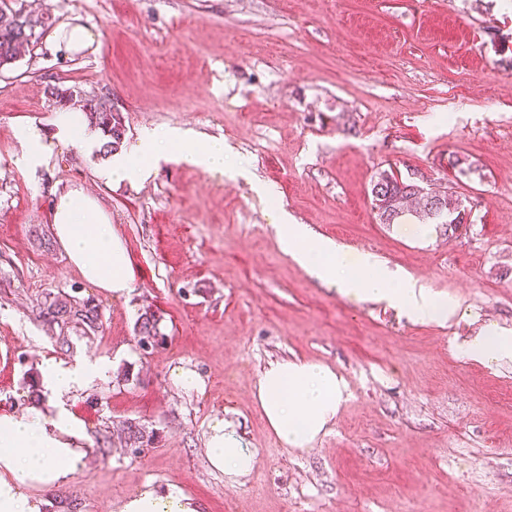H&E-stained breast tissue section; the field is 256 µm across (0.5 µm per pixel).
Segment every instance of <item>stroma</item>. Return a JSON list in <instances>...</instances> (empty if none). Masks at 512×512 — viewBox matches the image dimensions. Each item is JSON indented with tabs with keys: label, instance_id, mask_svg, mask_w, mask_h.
<instances>
[{
	"label": "stroma",
	"instance_id": "obj_1",
	"mask_svg": "<svg viewBox=\"0 0 512 512\" xmlns=\"http://www.w3.org/2000/svg\"><path fill=\"white\" fill-rule=\"evenodd\" d=\"M50 27L0 68V414L41 398V363L104 366L66 398L92 441L87 464L40 512H121L174 485L199 512H512V359L460 350L512 335V0H22ZM80 25L67 56L52 39ZM104 97L122 150L153 128L213 137L239 175L171 157L134 186L99 176L94 147L57 145L32 169L30 126L55 135L65 100ZM449 187L468 213L453 234L379 223L378 173ZM100 198L136 269L128 295L87 282L52 236L53 194ZM373 254L455 300L447 323L356 301L286 254L280 216ZM90 301L98 328L41 317L56 296ZM162 343L137 344L144 313ZM331 367L345 384L310 449L284 447L253 399L278 361ZM177 367L203 391L175 389ZM231 422L258 462L237 483L207 461L208 422ZM154 435L132 454L127 422ZM465 354L485 362L512 358V336L498 329H487L467 346Z\"/></svg>",
	"mask_w": 512,
	"mask_h": 512
}]
</instances>
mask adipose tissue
Returning a JSON list of instances; mask_svg holds the SVG:
<instances>
[{"label": "adipose tissue", "instance_id": "obj_1", "mask_svg": "<svg viewBox=\"0 0 512 512\" xmlns=\"http://www.w3.org/2000/svg\"><path fill=\"white\" fill-rule=\"evenodd\" d=\"M227 145L213 138L202 148L176 129L144 133L132 153L112 158L102 170L112 184L141 180L168 154L210 173H223ZM56 242L83 278L114 296L127 295L135 271L121 236L99 198L73 188L58 193L52 213ZM283 250L320 281L356 299L377 298L394 304L417 320L446 323L458 310L455 301L431 294L409 276L382 270L372 255L349 263L335 242L311 235L301 224H282ZM49 396L27 414L0 415V512H39L32 489L51 491L65 485L89 456L83 422L65 404L66 395L87 385L92 371L47 359L41 366ZM344 382L329 366L284 361L257 380L256 400L276 438L288 448L306 450L334 419ZM210 467L228 481L249 474L257 451L223 418L210 420L205 431ZM122 512H198L194 501L177 487L158 491L146 486L124 503Z\"/></svg>", "mask_w": 512, "mask_h": 512}]
</instances>
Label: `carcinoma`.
I'll list each match as a JSON object with an SVG mask.
<instances>
[{
  "instance_id": "1",
  "label": "carcinoma",
  "mask_w": 512,
  "mask_h": 512,
  "mask_svg": "<svg viewBox=\"0 0 512 512\" xmlns=\"http://www.w3.org/2000/svg\"><path fill=\"white\" fill-rule=\"evenodd\" d=\"M44 26V17H35L20 7H14V0H0V66L15 61L20 56V49L31 45L36 29ZM83 108L90 113L95 125L106 137L99 153L106 156L117 151L124 138L125 128L119 113L112 109V104L100 97L86 100ZM371 196L373 208L382 224H402L413 217L419 221L445 224L451 232L464 224L465 209L462 199L453 191L443 192L440 206H430L416 195L413 182L403 180L393 173H383L372 181ZM42 313L54 321L74 323L86 335L96 331L98 325L95 307L69 295L57 296L50 303L44 304ZM138 334L141 344L146 341L160 342L162 336L159 319L153 314H145ZM125 443L138 450L150 446L152 436L145 434L143 428L131 422L127 424Z\"/></svg>"
}]
</instances>
